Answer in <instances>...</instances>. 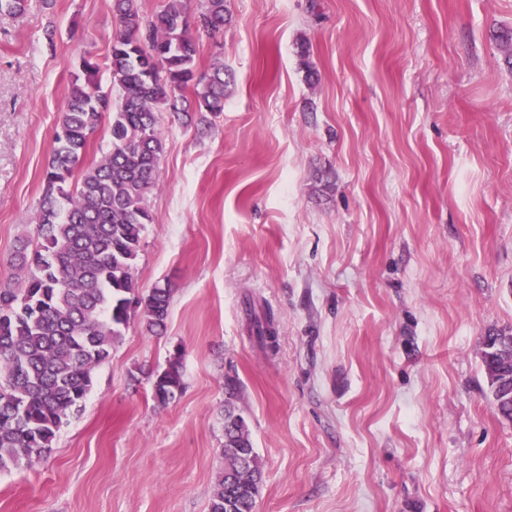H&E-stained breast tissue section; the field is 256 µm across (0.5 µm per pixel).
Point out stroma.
Listing matches in <instances>:
<instances>
[{"label": "stroma", "instance_id": "obj_1", "mask_svg": "<svg viewBox=\"0 0 512 512\" xmlns=\"http://www.w3.org/2000/svg\"><path fill=\"white\" fill-rule=\"evenodd\" d=\"M199 72L221 114L159 116L161 174L135 263L173 290L132 318L0 512H208L224 378L263 465L256 512H512V422L481 366L512 327V0H227ZM112 0L0 14V283L37 236L54 129ZM310 55L301 59L300 44ZM317 77L307 80V68ZM270 311L276 345L251 336ZM180 352L184 388L151 398Z\"/></svg>", "mask_w": 512, "mask_h": 512}]
</instances>
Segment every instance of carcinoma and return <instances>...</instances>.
Instances as JSON below:
<instances>
[{
  "instance_id": "carcinoma-1",
  "label": "carcinoma",
  "mask_w": 512,
  "mask_h": 512,
  "mask_svg": "<svg viewBox=\"0 0 512 512\" xmlns=\"http://www.w3.org/2000/svg\"><path fill=\"white\" fill-rule=\"evenodd\" d=\"M119 30L106 68L117 82V107L101 87V66L81 59L71 75L54 136L37 212V239L19 241L17 281L0 288V471L33 468L50 452L56 431L92 386L132 317L151 332L165 330L172 289L136 288L135 262L146 205L164 152L158 115L169 111L192 123L224 111V65L196 76L198 45L191 23L215 34L224 28L225 0H203L195 18L185 0H164L146 13L141 0H113ZM109 117L111 148L82 166L89 137ZM260 345L276 335L273 315L252 318ZM493 403L512 416V393L490 379ZM239 384L224 378V466L209 512H256L263 466L246 418L232 402ZM152 398L165 406L183 389L179 356L153 374Z\"/></svg>"
}]
</instances>
